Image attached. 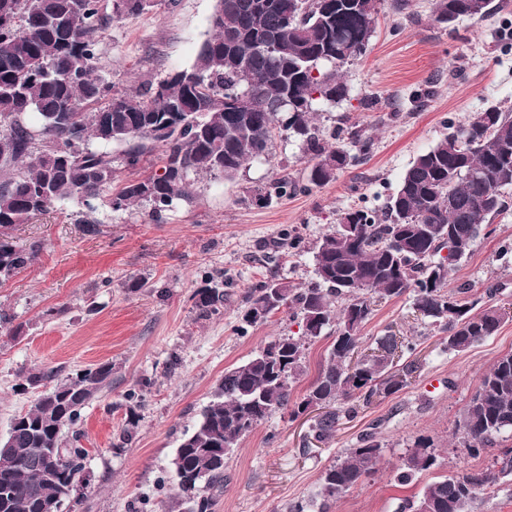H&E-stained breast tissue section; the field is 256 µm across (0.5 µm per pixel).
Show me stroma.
<instances>
[{"instance_id": "1", "label": "stroma", "mask_w": 512, "mask_h": 512, "mask_svg": "<svg viewBox=\"0 0 512 512\" xmlns=\"http://www.w3.org/2000/svg\"><path fill=\"white\" fill-rule=\"evenodd\" d=\"M107 23L97 54L99 73L126 94L190 67L211 36L216 0H178L137 15H115L101 0ZM346 100L317 104L315 123L338 134V146L356 161L334 181L316 187L304 145L278 126L269 159L223 175L190 179V201L153 217L142 203L124 211L98 199L97 233L78 224L76 202L14 228L17 245L36 246L33 263L0 284V437L42 393L36 376L55 382L108 362L110 384L84 407L79 446L87 456L77 490L62 512H189L171 461L184 436L224 376L260 345L299 334L287 314L243 326L244 292L267 281L297 287L313 281L314 247L353 208L383 212L416 157L491 105L512 110V0L478 20L440 25L432 0H412L398 11L380 0L371 46L347 66ZM370 138L362 153L347 134ZM297 184L295 193L266 204L259 194L273 179ZM507 208L480 234L470 254L450 274L451 286L471 288V298L512 308V189ZM301 246L289 248L288 240ZM223 283L221 315L197 316L194 294L206 280ZM393 333L414 337L418 370L396 394L361 405L342 419L334 439L316 441L311 419L273 412L235 452L216 493L213 512H397L399 505L442 475L490 468L493 455L472 456L458 423L482 374L512 351V321L467 351L445 348L441 334L412 305L411 295L374 306L361 330L364 345ZM139 414L133 438L118 440L125 413ZM366 432L384 445L379 470L328 509H321L319 478L325 467ZM434 442L438 465L399 485L395 470L415 441Z\"/></svg>"}]
</instances>
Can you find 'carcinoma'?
<instances>
[{
  "mask_svg": "<svg viewBox=\"0 0 512 512\" xmlns=\"http://www.w3.org/2000/svg\"><path fill=\"white\" fill-rule=\"evenodd\" d=\"M379 0H218L211 25L193 65L157 83L154 91L115 95L97 74L98 37L106 18L101 0H0V281L33 261L36 247L14 244L10 235L56 203L71 200L88 211L105 190L114 211L147 203L160 215L189 197L190 176L215 172L231 180L247 164L271 154L282 113L286 126L304 138L312 166L309 182L323 186L346 168L352 156L330 143L314 126L313 105L346 99L347 65L363 58L375 31ZM154 0H113V13L140 14ZM471 0H435V22L483 19ZM34 110L41 127L24 116ZM168 128L159 137V126ZM126 145L124 164L137 169L154 147L162 148L160 167L112 189V156L89 142ZM512 113L492 105L466 125L449 126L448 135L418 155L405 172L385 211L362 208L341 220L315 246V281L298 288L272 281L249 289L242 321L264 323L282 311L300 320L298 336H275L246 363L224 371L213 399L195 430L182 439L178 488L211 512L213 492L224 485L228 455L273 411L289 409L296 419L312 403L321 410L311 432L319 442L334 438L350 402L366 405L392 395L415 372L397 368L414 343L392 334L375 340L373 353L352 363L362 344L361 329L372 315L373 298L412 295L414 308L446 333L448 349L462 352L494 335L512 315L496 306L475 310L478 300L449 288L455 265L470 253L480 233L505 208L500 190L512 178ZM288 193V180L270 182L260 200ZM199 316L221 315L224 289L216 283L195 293ZM332 328L336 336L327 357L300 401L291 387L306 369L308 346ZM112 365L82 370L47 388L9 431V450L0 451V512H44L66 500L62 484L83 469L84 448L63 446V430L74 429L81 412L106 385ZM471 455L494 447L512 432V352L499 356L483 374L459 422ZM56 449L61 470L45 469L46 451ZM434 444L415 442L395 479L405 485L436 466ZM383 443L373 433L321 474L322 512L364 479L382 459ZM499 468L442 476L423 485L402 512H467L477 494L512 474V450Z\"/></svg>",
  "mask_w": 512,
  "mask_h": 512,
  "instance_id": "1",
  "label": "carcinoma"
}]
</instances>
